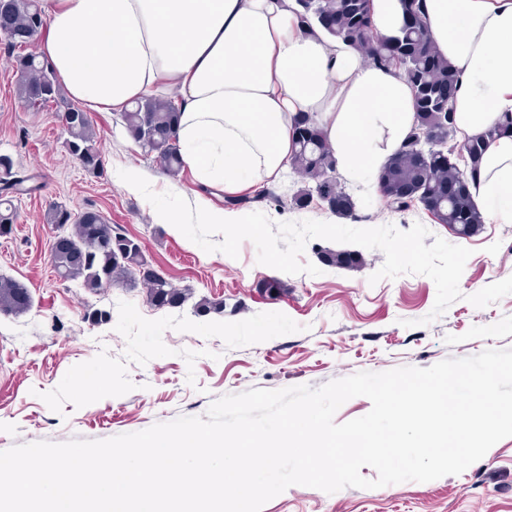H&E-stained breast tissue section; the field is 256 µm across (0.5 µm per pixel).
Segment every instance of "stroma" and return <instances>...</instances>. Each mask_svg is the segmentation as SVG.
Here are the masks:
<instances>
[{
	"label": "stroma",
	"instance_id": "1",
	"mask_svg": "<svg viewBox=\"0 0 512 512\" xmlns=\"http://www.w3.org/2000/svg\"><path fill=\"white\" fill-rule=\"evenodd\" d=\"M20 75L0 55V158L33 176L37 191L16 198V220L0 236V277L31 293L21 314L0 312V451L17 444L75 438L104 440L145 430L180 416H206L211 403L252 388L319 387L360 371L402 366L427 368L447 358L488 348H512V294L477 308L468 301L489 284L512 277V223L484 224L457 240L424 210L391 211L380 193L347 186L355 215L346 226L424 225L431 235L471 249L460 280L461 300L429 325L436 286L427 276L405 274L370 283L384 263L380 250L363 252L356 268L320 264L319 240L303 261L321 273L286 274L261 265L253 242L238 257L204 252L169 224L118 176L134 167L155 192L172 191L188 203L204 198L224 206L223 191L201 186L188 168L172 175L126 136L121 114L90 112L103 167L87 171L66 152L68 133L54 108L34 112L17 95ZM302 183L293 171L242 192L241 214L264 213L275 222H336L326 208L293 209ZM99 211L112 226L140 239L147 258L191 301L156 309L143 287L112 286L94 294L59 280L50 258L54 229L49 208ZM274 278L276 294L261 289ZM219 297L223 316H200L195 299ZM110 311L106 324L86 321V309ZM410 327H403V320ZM262 512H512V437L458 475L408 481L375 489L346 487L328 494L294 485Z\"/></svg>",
	"mask_w": 512,
	"mask_h": 512
}]
</instances>
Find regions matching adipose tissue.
Here are the masks:
<instances>
[{"mask_svg":"<svg viewBox=\"0 0 512 512\" xmlns=\"http://www.w3.org/2000/svg\"><path fill=\"white\" fill-rule=\"evenodd\" d=\"M294 0H44L40 59L69 96L122 112L177 89V139L200 182L232 195L278 178L298 113L314 117L346 182L374 187L416 122L393 68L306 33ZM437 52L459 77L460 139L512 114V0H423ZM483 220L512 223V136L490 142L470 183Z\"/></svg>","mask_w":512,"mask_h":512,"instance_id":"adipose-tissue-1","label":"adipose tissue"}]
</instances>
